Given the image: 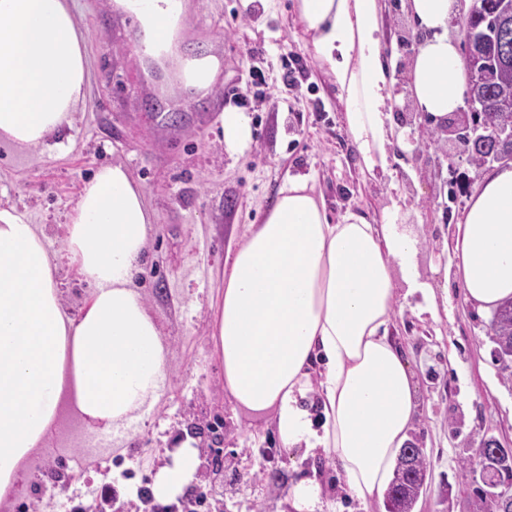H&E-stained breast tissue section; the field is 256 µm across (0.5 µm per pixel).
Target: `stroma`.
Returning a JSON list of instances; mask_svg holds the SVG:
<instances>
[{
	"mask_svg": "<svg viewBox=\"0 0 512 512\" xmlns=\"http://www.w3.org/2000/svg\"><path fill=\"white\" fill-rule=\"evenodd\" d=\"M71 4L91 71L85 102L49 149L0 141V208H15L24 222L41 226L48 249L61 256L84 181L123 162L156 217L138 285L169 343L170 368L158 404L119 435L91 433L68 414L55 422L42 458L24 463L11 503L19 512H69L77 496L113 512L98 495L104 480L121 498L134 497L172 460L176 435L220 415L228 457L224 485L213 495L224 512H286L289 484L307 477L323 489V512H384L382 502L364 506L347 498L335 459L281 448L272 414L242 410L224 392L209 336L224 264L294 177L307 179L332 220L352 210L377 224L396 207L420 239L417 267L434 288L436 310L420 311L418 295L399 299L390 327L416 380L419 412L409 440L430 463L415 512H461L464 501L477 500L483 484L462 475L458 461L481 438L512 442V386L492 355L491 312L467 302L461 284L442 271L454 259L455 226L486 167L455 155L434 163L415 156L405 140L389 147L386 172L367 173L347 132L336 80L298 20L297 0H186L180 54L222 50L218 86L237 83L257 48L273 60L296 56L305 67L298 90L285 88L270 69L271 88L248 114L249 145L234 154L224 148V112L206 91L161 80L160 93L180 118L154 110L141 90L150 77L146 55L134 45L143 30L128 12L112 10L110 0ZM58 276L67 308L78 313L88 285L62 256ZM268 449L279 456L273 479L258 466Z\"/></svg>",
	"mask_w": 512,
	"mask_h": 512,
	"instance_id": "stroma-1",
	"label": "stroma"
}]
</instances>
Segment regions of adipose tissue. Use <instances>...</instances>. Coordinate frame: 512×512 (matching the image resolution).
<instances>
[{
	"mask_svg": "<svg viewBox=\"0 0 512 512\" xmlns=\"http://www.w3.org/2000/svg\"><path fill=\"white\" fill-rule=\"evenodd\" d=\"M428 34L408 66L420 112L461 106L464 68L451 17L461 0H407ZM314 50L335 76L348 132L368 171L385 168L393 73L381 53L376 0H299ZM67 0H0V140L45 148L71 127L90 69ZM155 219L123 163L86 181L67 217L64 250L90 292L67 312L45 233L0 209V500L42 447L63 397L95 428L119 432L157 404L170 367L158 323L135 284ZM419 240L398 210L379 224L346 212L331 222L306 179L288 180L262 223L224 266L210 334L224 391L254 413L273 411L282 447L335 455L355 501L380 498L417 414L414 376L390 334L400 289L433 297ZM447 267L467 301L491 310L512 298V165L471 195ZM199 451L175 442L151 491L168 503L194 480Z\"/></svg>",
	"mask_w": 512,
	"mask_h": 512,
	"instance_id": "ef3b65f1",
	"label": "adipose tissue"
}]
</instances>
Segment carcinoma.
Wrapping results in <instances>:
<instances>
[{"instance_id":"1","label":"carcinoma","mask_w":512,"mask_h":512,"mask_svg":"<svg viewBox=\"0 0 512 512\" xmlns=\"http://www.w3.org/2000/svg\"><path fill=\"white\" fill-rule=\"evenodd\" d=\"M506 0H480L478 13L468 15L464 25L480 31L479 43L472 48L479 52L481 62L489 69L492 79L479 86L467 88V94L481 99L482 111L471 118L485 126L512 125V15H506ZM470 161L479 165L493 149L491 142H469L462 139ZM491 341L505 358L512 357V301L493 311ZM429 477L426 455L420 456L402 449L397 460L394 477L384 497L385 512H413Z\"/></svg>"}]
</instances>
